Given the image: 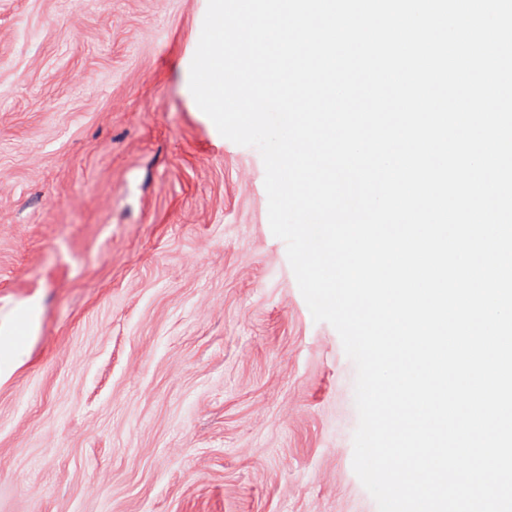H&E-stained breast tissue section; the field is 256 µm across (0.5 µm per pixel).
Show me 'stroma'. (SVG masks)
<instances>
[{"label":"stroma","mask_w":512,"mask_h":512,"mask_svg":"<svg viewBox=\"0 0 512 512\" xmlns=\"http://www.w3.org/2000/svg\"><path fill=\"white\" fill-rule=\"evenodd\" d=\"M208 0H0V512H377L356 368L189 71Z\"/></svg>","instance_id":"stroma-1"}]
</instances>
